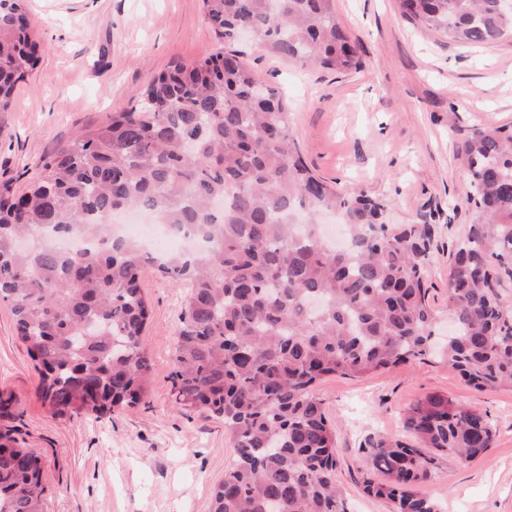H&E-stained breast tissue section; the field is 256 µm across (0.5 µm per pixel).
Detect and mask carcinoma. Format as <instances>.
<instances>
[{
	"instance_id": "carcinoma-1",
	"label": "carcinoma",
	"mask_w": 512,
	"mask_h": 512,
	"mask_svg": "<svg viewBox=\"0 0 512 512\" xmlns=\"http://www.w3.org/2000/svg\"><path fill=\"white\" fill-rule=\"evenodd\" d=\"M27 0H0V132L36 69ZM216 50L155 74L137 103L40 161L20 195L0 185V302L36 362L56 416L103 417L147 403L142 336L150 265L189 288L173 355L171 402L224 420L234 459L209 512H350L336 481V426L315 386L361 378L438 351L478 391L512 390V128L474 131L460 151L481 220L455 254L438 345L426 280L430 224H384V204L318 177L293 136L288 104L253 77L241 35L277 56L336 73L360 66L332 0H202ZM401 15L456 42L512 37L504 0H399ZM222 207L215 208V198ZM140 208L206 242L171 258L109 236ZM339 213V249L320 218ZM86 237L63 251L53 239ZM410 440L364 452L383 481L364 491L391 512H442L419 487L447 457L492 446L487 414L427 394L404 414ZM40 457L0 429V512H42Z\"/></svg>"
}]
</instances>
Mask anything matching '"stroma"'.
I'll return each instance as SVG.
<instances>
[{
  "label": "stroma",
  "mask_w": 512,
  "mask_h": 512,
  "mask_svg": "<svg viewBox=\"0 0 512 512\" xmlns=\"http://www.w3.org/2000/svg\"><path fill=\"white\" fill-rule=\"evenodd\" d=\"M361 65L349 73L280 59L248 40L256 78L288 98L292 133L312 170L337 187L383 200L390 224L433 227L429 298L445 310L450 254L478 220L458 148L477 129L512 128V39L460 46L401 18L398 0H333ZM42 44L39 67L17 93L0 133V184L23 191L40 160L80 132L134 105L152 74L217 47L201 0H28ZM153 316L143 343L153 364L148 404L102 418L55 417L38 372L0 303V392L10 420L44 468L43 512H209L233 459L222 420L171 406L170 374L188 290L141 273ZM316 393L337 426V478L351 512H389L366 495L364 447L400 437L405 409L430 393L486 412L491 448L447 459L423 490L442 512H512V390L480 392L447 363L412 360L364 378L331 376Z\"/></svg>",
  "instance_id": "stroma-1"
}]
</instances>
